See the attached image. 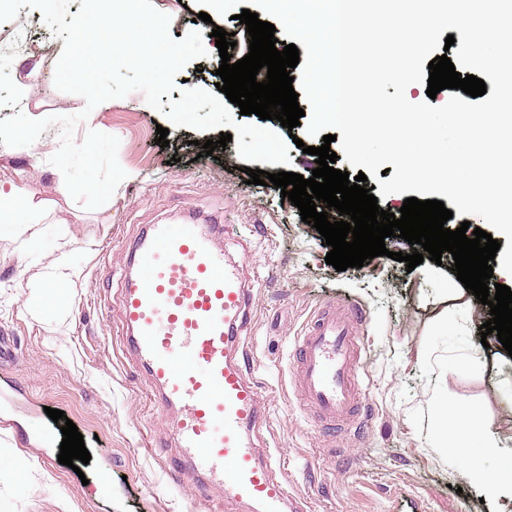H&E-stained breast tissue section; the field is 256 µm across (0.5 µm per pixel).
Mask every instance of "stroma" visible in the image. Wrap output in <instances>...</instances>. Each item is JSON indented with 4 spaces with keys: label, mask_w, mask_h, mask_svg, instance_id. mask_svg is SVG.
<instances>
[{
    "label": "stroma",
    "mask_w": 512,
    "mask_h": 512,
    "mask_svg": "<svg viewBox=\"0 0 512 512\" xmlns=\"http://www.w3.org/2000/svg\"><path fill=\"white\" fill-rule=\"evenodd\" d=\"M171 16L180 40L200 29L207 54L180 71L187 87L215 91L221 63L213 27L234 34L239 50L250 37L239 21L198 18L196 0H152ZM63 41L37 10L21 8L0 23V97L32 119L74 114L82 97L54 87ZM168 126L160 147L157 126ZM97 130L119 138L118 160L127 173L112 198L88 210L71 198L50 165L59 147L49 128L28 147L0 145V182L29 191L39 210L27 224L0 228V329L13 333L17 363L0 370V388L20 380L24 397H0V451L20 469L0 468V512H208L163 466L177 457L169 408L156 415L147 373L123 354L121 319L126 253L148 225L215 222L226 261L254 285L256 317L248 329L259 360L251 369L262 388L260 444L281 455L277 475L304 512H389L393 496L417 499L419 512H512L508 499L484 498L479 484L460 475V463L437 437L438 410L450 402L477 411L481 423L512 449V356L497 337L482 339L481 306L455 299L460 282L446 266L427 260L407 270L393 260L412 253L407 241H387L389 256L336 271L328 247L297 207L274 186L248 183V161L236 142L215 156L200 143L219 130L169 126L135 92L91 114L76 140ZM62 283L53 314L36 306V289ZM324 303L356 305L363 313L368 402L361 428L342 430L335 442L306 418L296 394L289 355L308 315ZM455 321L440 332L441 315ZM64 412L91 455L81 472L46 464L37 449L21 447L11 428L30 434L52 428L47 408Z\"/></svg>",
    "instance_id": "35a3bbf8"
}]
</instances>
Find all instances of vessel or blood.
I'll return each mask as SVG.
<instances>
[{
  "mask_svg": "<svg viewBox=\"0 0 512 512\" xmlns=\"http://www.w3.org/2000/svg\"><path fill=\"white\" fill-rule=\"evenodd\" d=\"M121 311L127 353L151 377L156 408L180 407V480L203 499L218 489L252 512H284L276 461L250 437L261 422L243 335L253 291L225 262L213 225H151L132 245ZM361 320L352 305L318 308L293 349L302 405L331 426L353 422L364 395L356 381Z\"/></svg>",
  "mask_w": 512,
  "mask_h": 512,
  "instance_id": "1",
  "label": "vessel or blood"
}]
</instances>
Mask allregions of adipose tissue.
Masks as SVG:
<instances>
[{"label": "adipose tissue", "instance_id": "1", "mask_svg": "<svg viewBox=\"0 0 512 512\" xmlns=\"http://www.w3.org/2000/svg\"><path fill=\"white\" fill-rule=\"evenodd\" d=\"M440 432L448 453L460 455L464 478L478 482L487 496L512 499V450L502 448L496 431L478 423L475 411L444 405Z\"/></svg>", "mask_w": 512, "mask_h": 512}]
</instances>
